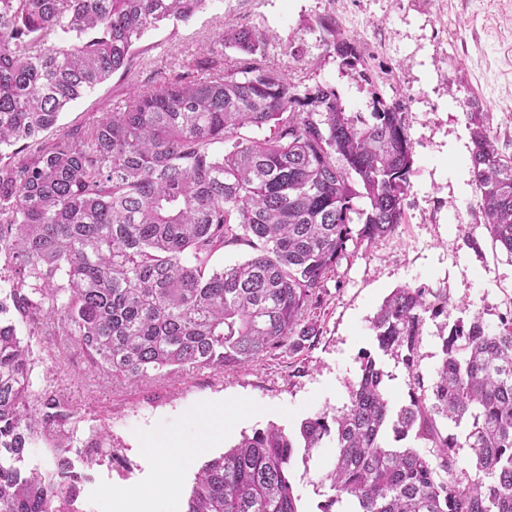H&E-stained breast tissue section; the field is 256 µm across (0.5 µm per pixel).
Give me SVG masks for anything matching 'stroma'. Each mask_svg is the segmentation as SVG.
Listing matches in <instances>:
<instances>
[{
  "label": "stroma",
  "instance_id": "1",
  "mask_svg": "<svg viewBox=\"0 0 512 512\" xmlns=\"http://www.w3.org/2000/svg\"><path fill=\"white\" fill-rule=\"evenodd\" d=\"M327 14L360 43L376 84L326 54L316 22ZM239 27L277 33L271 60L334 86L348 111L370 112L375 89L400 108L414 145L404 222L371 247H348L309 314L316 334L304 348L272 351L245 368L186 366L129 381L90 369L79 351L48 337L57 357L36 366L33 381L54 379L83 417L70 454L85 475L78 512H186L199 469L242 435L271 423L293 431L313 414L341 409L363 356L375 350L370 321L396 288L447 289L452 324L482 308L494 325L512 307V259L493 246L477 207L468 122L469 113H486L500 152L512 156V0H208L185 23L148 29L131 72L72 102L44 143L119 107L148 79L186 69L219 33ZM224 418L229 431L200 432L201 421ZM100 424L109 430L108 445L82 447ZM172 437L199 447L177 474L178 494L155 495L147 511L139 500H122L129 489L148 488L172 455ZM334 454L328 446L296 454L299 512H319L328 498L321 479Z\"/></svg>",
  "mask_w": 512,
  "mask_h": 512
}]
</instances>
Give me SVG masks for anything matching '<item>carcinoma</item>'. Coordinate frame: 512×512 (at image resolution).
I'll return each instance as SVG.
<instances>
[{
    "label": "carcinoma",
    "mask_w": 512,
    "mask_h": 512,
    "mask_svg": "<svg viewBox=\"0 0 512 512\" xmlns=\"http://www.w3.org/2000/svg\"><path fill=\"white\" fill-rule=\"evenodd\" d=\"M205 2L0 0V256L13 275L0 298V512H78L82 475L68 453L81 417L50 381L33 389L41 337L62 336L93 367L133 380L299 350L347 243L372 245L404 221L414 148L398 108L374 92L369 116L348 112L335 87L269 63L273 36L249 28L218 37L238 56L213 48L195 70L37 146L68 104L130 71L146 29L185 22ZM319 26L326 48L371 82L336 19ZM468 120L478 208L512 258V157L484 113ZM238 247L244 261L208 269ZM441 316L448 289H395L370 321L377 355L363 357L348 403L292 433L271 424L242 436L201 468L186 512H299L292 454L327 439L336 454L321 512L345 497L355 512H512V308L493 327L480 310L437 325L442 358L427 387L418 351ZM386 358L410 376L399 405L385 392ZM444 420L468 422L474 474L456 473ZM36 442L53 448L54 472L25 468Z\"/></svg>",
    "instance_id": "obj_1"
}]
</instances>
